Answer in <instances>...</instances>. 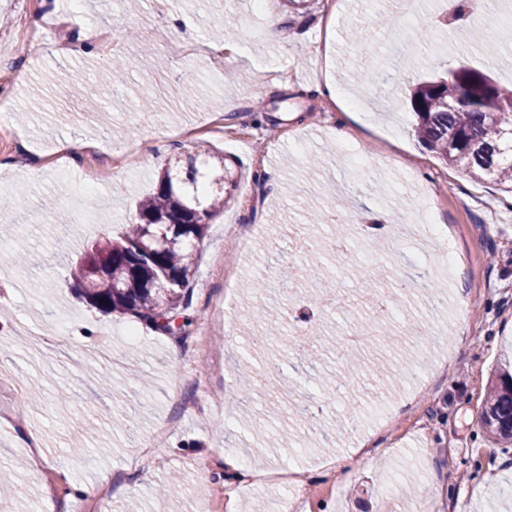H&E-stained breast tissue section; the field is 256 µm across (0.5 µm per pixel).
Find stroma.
<instances>
[{
	"mask_svg": "<svg viewBox=\"0 0 512 512\" xmlns=\"http://www.w3.org/2000/svg\"><path fill=\"white\" fill-rule=\"evenodd\" d=\"M65 19L56 41L22 32L54 9ZM448 0L413 13L406 0H0V98L8 99L23 138L0 136V162L24 163L17 178L0 170V198H19V221L0 241V413L23 411L36 430L34 455L16 435L0 437V498L29 512L50 492L58 512H93L98 490L109 512H195L224 501L223 512H251L256 500L283 512L285 484L240 482L224 466L232 456L301 478L292 512H512V447L495 444L480 423L492 372L512 351V196L437 160L410 133L408 82L446 67L451 55L512 84V42L493 12L474 13L481 42L440 27ZM278 22L287 36L268 35ZM104 50L64 56L92 31ZM126 61L123 100L101 85L92 110L66 81L95 79L113 59ZM355 61L379 63V83L350 76ZM356 94L350 128L356 157L334 135L343 100L323 93L325 81ZM183 83L176 97L169 85ZM152 102L151 111L140 109ZM67 139L89 141L62 170L49 160ZM205 149L239 177L198 250L190 307L195 321L224 304L207 346L176 344L128 316L103 314L80 302L70 267L88 241L112 235L158 175ZM277 172L266 183L262 169ZM351 221L332 231L338 217ZM378 216L385 233L356 237L353 219ZM243 245L233 278L216 257ZM358 270L334 275L336 254ZM396 267L378 289L384 321L404 336L403 350L358 346L375 364L360 386L345 389L355 411L329 413L305 432L293 404L340 380L343 332L371 316L361 284L388 261ZM335 276L324 311L300 285L309 269ZM267 288L250 294L242 280ZM338 338L310 363L291 335L297 317ZM274 332L286 357L242 375L249 337ZM60 337L66 353L44 352L33 336ZM108 340L116 359L104 369L95 355ZM193 370H183V363ZM41 390L25 403L23 387ZM249 389L242 410L232 393ZM289 429L298 444L274 434ZM350 460L347 475L334 463Z\"/></svg>",
	"mask_w": 512,
	"mask_h": 512,
	"instance_id": "1",
	"label": "stroma"
}]
</instances>
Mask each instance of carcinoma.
I'll use <instances>...</instances> for the list:
<instances>
[{
	"label": "carcinoma",
	"mask_w": 512,
	"mask_h": 512,
	"mask_svg": "<svg viewBox=\"0 0 512 512\" xmlns=\"http://www.w3.org/2000/svg\"><path fill=\"white\" fill-rule=\"evenodd\" d=\"M413 132L441 160L476 181L490 179L512 192V90L489 74L467 66L448 69L407 89ZM185 180L165 170L155 190L140 201L117 234L93 241L71 267L82 297L97 310L130 315L155 330L158 316L182 319L181 332L191 325V285L197 271V245L206 237L208 221L224 206V191L201 194L198 183L212 175L206 152L190 159ZM156 237L186 236L165 249L148 246ZM481 424L504 446L512 444V357L499 361Z\"/></svg>",
	"instance_id": "1"
}]
</instances>
